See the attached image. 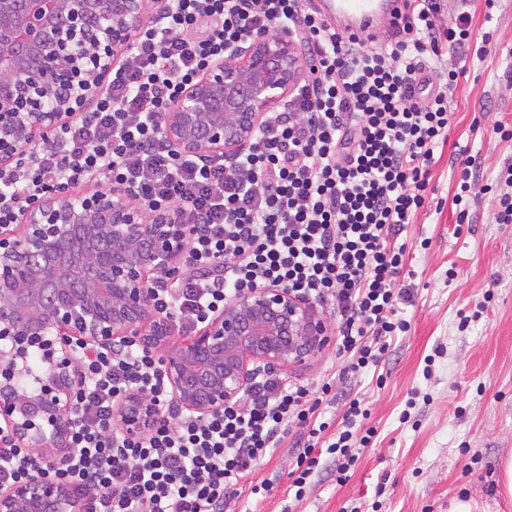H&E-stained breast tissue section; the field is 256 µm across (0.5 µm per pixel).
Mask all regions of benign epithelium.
<instances>
[{"label":"benign epithelium","mask_w":512,"mask_h":512,"mask_svg":"<svg viewBox=\"0 0 512 512\" xmlns=\"http://www.w3.org/2000/svg\"><path fill=\"white\" fill-rule=\"evenodd\" d=\"M162 0H0V165L49 141L84 112L136 45ZM92 42L93 55L84 47ZM307 78L293 41L259 35L226 49L164 114L162 133L188 155L224 159ZM193 225L172 208L153 221L120 194H48L0 224V422L22 448L69 451V413L83 386L76 344L134 340L162 352L180 408L200 417L236 401L255 371L298 365L329 341L311 304L281 284L244 289L173 339L152 287L183 277ZM115 423L138 435L160 405L128 392ZM0 512H81L70 485L41 470L0 489Z\"/></svg>","instance_id":"benign-epithelium-1"}]
</instances>
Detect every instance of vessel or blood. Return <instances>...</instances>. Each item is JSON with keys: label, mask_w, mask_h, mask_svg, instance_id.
<instances>
[{"label": "vessel or blood", "mask_w": 512, "mask_h": 512, "mask_svg": "<svg viewBox=\"0 0 512 512\" xmlns=\"http://www.w3.org/2000/svg\"><path fill=\"white\" fill-rule=\"evenodd\" d=\"M313 6L337 31L354 36L392 29L407 13L406 0H313Z\"/></svg>", "instance_id": "b4317fda"}]
</instances>
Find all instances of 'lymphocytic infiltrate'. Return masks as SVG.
Returning a JSON list of instances; mask_svg holds the SVG:
<instances>
[{
	"instance_id": "f902f5d3",
	"label": "lymphocytic infiltrate",
	"mask_w": 512,
	"mask_h": 512,
	"mask_svg": "<svg viewBox=\"0 0 512 512\" xmlns=\"http://www.w3.org/2000/svg\"><path fill=\"white\" fill-rule=\"evenodd\" d=\"M258 33L296 42L309 78L234 162L178 154L159 131L164 113L226 46ZM472 38L468 11L446 15L443 0H410L403 30L378 46L340 34L309 0H165L81 117L0 167V223L83 186L177 208L196 226L183 256L190 274L154 293L158 313L189 332L231 294L277 282L335 311L339 375H358L410 329L399 314V238L426 202L434 150L448 138L461 70L446 56L467 57ZM82 366L61 470L84 512H234L239 485L291 432L299 500L327 466L345 483L375 434L356 397L338 429L321 419L330 380L314 389L269 371L201 419L172 406L159 359L138 344L90 352ZM132 390L163 408L137 437L112 417ZM40 463L0 430V485Z\"/></svg>"
}]
</instances>
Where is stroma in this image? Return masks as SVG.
<instances>
[{
    "label": "stroma",
    "instance_id": "35a3bbf8",
    "mask_svg": "<svg viewBox=\"0 0 512 512\" xmlns=\"http://www.w3.org/2000/svg\"><path fill=\"white\" fill-rule=\"evenodd\" d=\"M467 9L474 40L488 46L466 58L450 98L448 141L434 152L427 201L401 236L407 253L399 283L411 293L403 307L410 330L392 342L379 369L336 380L325 408L338 420L351 397L363 396L377 429L373 442L346 483L324 473L298 501L288 478L295 438L286 436L252 475L270 481L266 499L241 493L237 512H448L449 500L464 494L485 512H512V499L487 490L512 456V224L495 222L494 194L465 218L453 202L458 157L470 158L491 184L512 168V141L494 133L497 124L512 125V89L505 85L512 0L491 9L469 0ZM339 369L331 341L284 376L315 387ZM406 409L411 418L404 423Z\"/></svg>",
    "mask_w": 512,
    "mask_h": 512
}]
</instances>
